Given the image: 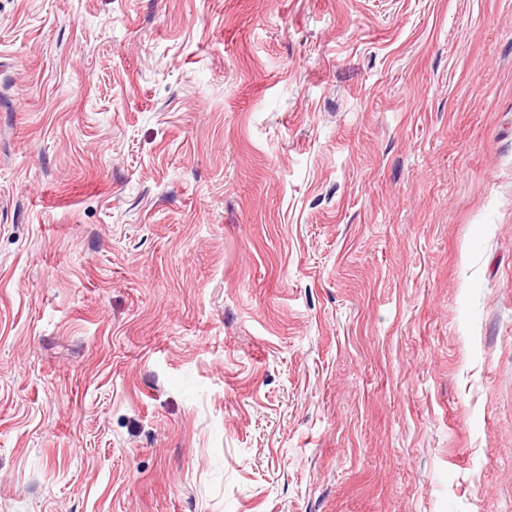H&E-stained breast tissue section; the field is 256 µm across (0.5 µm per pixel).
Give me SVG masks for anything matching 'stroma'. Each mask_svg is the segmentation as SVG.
Wrapping results in <instances>:
<instances>
[{
    "mask_svg": "<svg viewBox=\"0 0 512 512\" xmlns=\"http://www.w3.org/2000/svg\"><path fill=\"white\" fill-rule=\"evenodd\" d=\"M0 512H512V0H0Z\"/></svg>",
    "mask_w": 512,
    "mask_h": 512,
    "instance_id": "obj_1",
    "label": "stroma"
}]
</instances>
